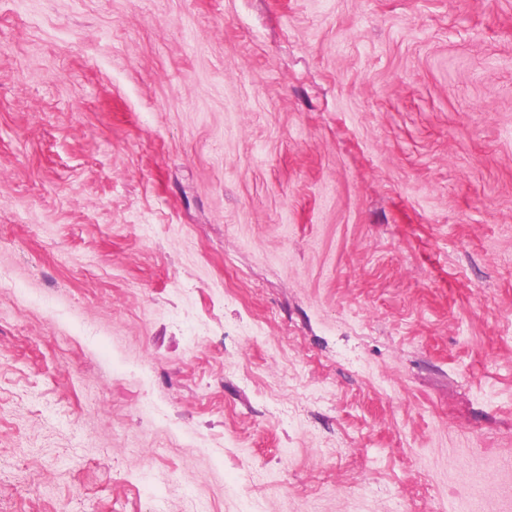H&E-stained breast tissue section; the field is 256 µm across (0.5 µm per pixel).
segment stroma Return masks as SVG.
I'll list each match as a JSON object with an SVG mask.
<instances>
[{
	"label": "stroma",
	"instance_id": "1",
	"mask_svg": "<svg viewBox=\"0 0 512 512\" xmlns=\"http://www.w3.org/2000/svg\"><path fill=\"white\" fill-rule=\"evenodd\" d=\"M0 512H512V0H0Z\"/></svg>",
	"mask_w": 512,
	"mask_h": 512
}]
</instances>
